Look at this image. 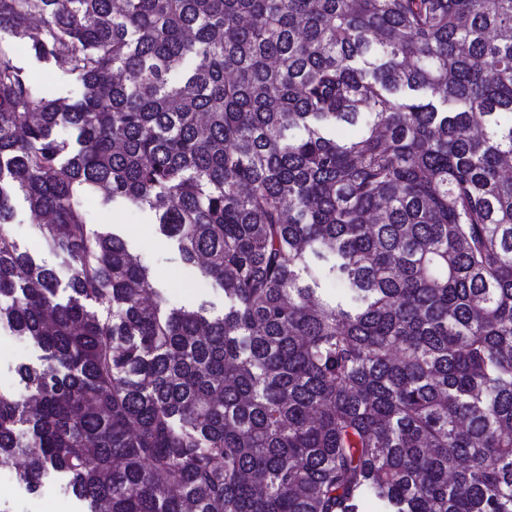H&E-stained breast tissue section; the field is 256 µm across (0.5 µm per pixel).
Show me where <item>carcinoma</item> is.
<instances>
[{
    "mask_svg": "<svg viewBox=\"0 0 512 512\" xmlns=\"http://www.w3.org/2000/svg\"><path fill=\"white\" fill-rule=\"evenodd\" d=\"M1 31L82 85L0 39V327L44 352L0 455L31 492L512 512V0H0ZM81 191L155 211L224 315L148 301ZM36 80L47 79L49 82V88L52 92L58 93L63 96L77 97L82 91L81 84L74 78L69 76H62L59 74H52L46 77L41 68L34 66L30 69ZM4 229L17 242L21 250L29 252L40 264L53 268L56 273L58 288L57 295L65 301L71 294L68 287L71 267L67 259L42 248L35 238V226L27 203L21 195H16L13 200V216Z\"/></svg>",
    "mask_w": 512,
    "mask_h": 512,
    "instance_id": "cac0c4a2",
    "label": "carcinoma"
}]
</instances>
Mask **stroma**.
Instances as JSON below:
<instances>
[{
    "label": "stroma",
    "instance_id": "35a3bbf8",
    "mask_svg": "<svg viewBox=\"0 0 512 512\" xmlns=\"http://www.w3.org/2000/svg\"><path fill=\"white\" fill-rule=\"evenodd\" d=\"M80 203L93 229L119 235L128 249L150 269L152 286L164 310H192L202 306L209 316H223V289L215 281L201 279L194 267L184 263L177 242L161 234L154 211L122 201L105 206L88 195L81 196ZM5 229L21 250L33 255L38 263L53 268L58 282L57 295L59 299H67L70 263L39 244L31 213L22 196H15L13 216ZM41 357V350L24 336L18 337L15 344L0 346V391L21 390L19 366H39ZM19 470L16 458L0 456V512H45L48 502L57 500L63 501L66 512H82L61 474L47 472L43 477V494L32 496L17 478Z\"/></svg>",
    "mask_w": 512,
    "mask_h": 512
}]
</instances>
